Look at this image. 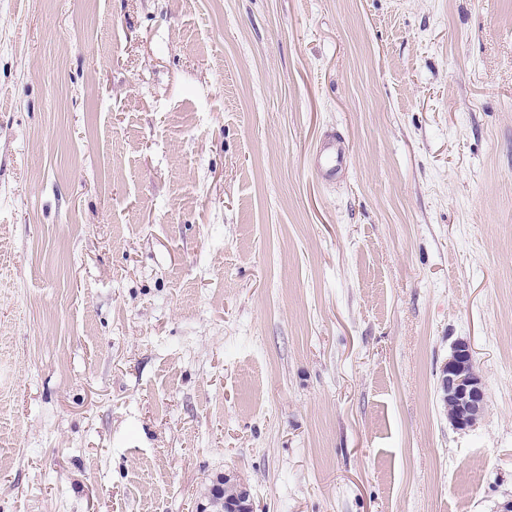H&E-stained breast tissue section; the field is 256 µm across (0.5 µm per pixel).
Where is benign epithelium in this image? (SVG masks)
Listing matches in <instances>:
<instances>
[{"instance_id":"benign-epithelium-1","label":"benign epithelium","mask_w":512,"mask_h":512,"mask_svg":"<svg viewBox=\"0 0 512 512\" xmlns=\"http://www.w3.org/2000/svg\"><path fill=\"white\" fill-rule=\"evenodd\" d=\"M440 399L453 428L465 431L475 427L484 413L485 390L473 361L470 345L458 341L439 377ZM224 496V512H254L247 489L226 476L212 490V496Z\"/></svg>"}]
</instances>
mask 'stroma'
<instances>
[{"mask_svg": "<svg viewBox=\"0 0 512 512\" xmlns=\"http://www.w3.org/2000/svg\"><path fill=\"white\" fill-rule=\"evenodd\" d=\"M226 475L255 512L512 503V0H0V512ZM438 382L448 422L460 431L475 427L484 413L485 390L466 341L455 343L441 366Z\"/></svg>", "mask_w": 512, "mask_h": 512, "instance_id": "obj_1", "label": "stroma"}]
</instances>
